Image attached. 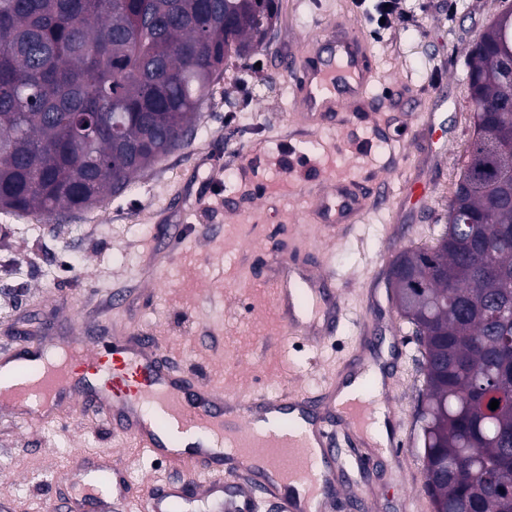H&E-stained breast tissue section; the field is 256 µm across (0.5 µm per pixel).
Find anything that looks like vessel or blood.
Instances as JSON below:
<instances>
[{
    "label": "vessel or blood",
    "mask_w": 512,
    "mask_h": 512,
    "mask_svg": "<svg viewBox=\"0 0 512 512\" xmlns=\"http://www.w3.org/2000/svg\"><path fill=\"white\" fill-rule=\"evenodd\" d=\"M311 52L290 66L297 112L311 122L334 120L346 107L372 110L373 79L367 42L355 27L330 24L310 39ZM337 217L359 205L349 186L336 190ZM287 334L331 338L341 318L336 291L322 287L307 261L291 257L272 281ZM62 359L45 365L30 382L0 388V404L54 422L63 405L98 417L114 437L131 441L155 461L208 477L200 496L223 492L225 476L245 486L232 499L233 512H255L258 496L276 500L281 512H328L349 483V469L335 446L336 431L321 413L325 398L283 392L233 396L206 379L188 378L165 355L155 337H100L73 332L60 346ZM43 343L19 340L0 355V369L43 362ZM155 413L144 416L143 405ZM77 489L61 498L59 512H112L127 494V467L114 450L79 462ZM182 486L153 491L143 512H176Z\"/></svg>",
    "instance_id": "vessel-or-blood-1"
}]
</instances>
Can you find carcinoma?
Masks as SVG:
<instances>
[{"instance_id": "1", "label": "carcinoma", "mask_w": 512, "mask_h": 512, "mask_svg": "<svg viewBox=\"0 0 512 512\" xmlns=\"http://www.w3.org/2000/svg\"><path fill=\"white\" fill-rule=\"evenodd\" d=\"M278 0H0V210L97 207L190 143L224 67ZM473 132L429 247L388 281L422 351L434 512H512V8L467 53ZM499 401L492 410L490 402Z\"/></svg>"}]
</instances>
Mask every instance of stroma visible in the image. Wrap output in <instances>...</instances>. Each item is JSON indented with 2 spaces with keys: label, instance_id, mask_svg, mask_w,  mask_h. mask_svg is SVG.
<instances>
[{
  "label": "stroma",
  "instance_id": "obj_1",
  "mask_svg": "<svg viewBox=\"0 0 512 512\" xmlns=\"http://www.w3.org/2000/svg\"><path fill=\"white\" fill-rule=\"evenodd\" d=\"M510 5L399 0L374 34L352 0H279L269 40L214 85L188 146L93 209L49 217L0 211V352L24 330L55 347L75 325L91 336H156L186 371L238 393L332 392L339 379L362 374L390 442L366 440L375 463L352 470L354 485L368 491L370 512H433L415 418L425 392L420 345L386 272L399 251L431 244L444 228L472 132L465 55ZM331 22L364 33L375 109L312 124L293 109L282 62ZM285 154L292 169L279 165ZM408 179L429 186L426 202L404 198ZM339 182L356 184L365 203L333 226L317 195ZM272 243L317 259L343 308L335 338L282 333L267 291ZM117 447L132 501L116 512H135L151 481L184 482L183 512H212L194 477L153 462L78 410L36 426L0 409V503L8 512H53V479L75 455Z\"/></svg>",
  "mask_w": 512,
  "mask_h": 512
}]
</instances>
